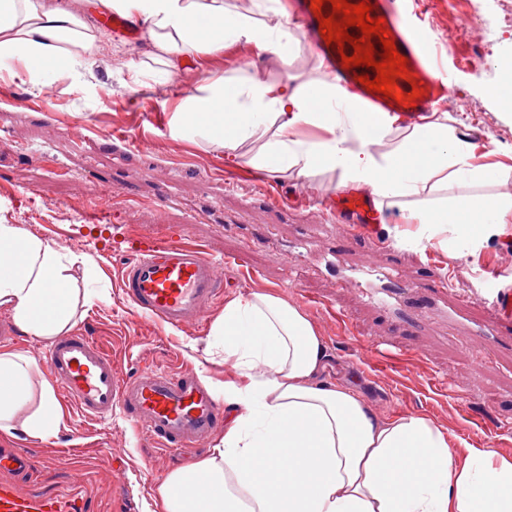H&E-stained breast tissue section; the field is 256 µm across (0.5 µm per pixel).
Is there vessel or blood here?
<instances>
[{
    "label": "vessel or blood",
    "instance_id": "vessel-or-blood-1",
    "mask_svg": "<svg viewBox=\"0 0 512 512\" xmlns=\"http://www.w3.org/2000/svg\"><path fill=\"white\" fill-rule=\"evenodd\" d=\"M367 2L373 8V17L382 19L396 51L407 60L408 76L397 79L396 85L405 94L419 89L413 104L372 94L359 81L361 68L344 67L342 59L353 55V46L326 44L319 28V16L331 14L330 0H325L317 12L311 0H292V23L324 58L339 84L360 97L366 111L389 113L401 124L417 122L447 99L452 78L435 66L432 45L404 24L399 0ZM99 24L106 35L129 41L139 40L143 31L141 22L116 14L104 15ZM379 202V197L355 190L328 196L327 208L345 233L374 238L381 218ZM123 242L130 259L122 269L121 285L126 301L138 314L177 330L200 322L206 307L221 299L224 271L232 265V257H213L205 245L174 234L161 238L130 230ZM366 275L385 283V290L369 291L370 300L382 306L390 295L409 288L408 282L390 267H371ZM484 302L497 315L512 316L511 290L489 289ZM45 366L84 419L97 422L111 417L115 410H123L132 423H143L145 432L162 449L175 455L209 439L224 423L222 402L194 373L145 366L122 375L111 355L89 335L69 332L55 338L45 355ZM31 469L26 452H0V512H87L85 498L76 493H25L17 478Z\"/></svg>",
    "mask_w": 512,
    "mask_h": 512
}]
</instances>
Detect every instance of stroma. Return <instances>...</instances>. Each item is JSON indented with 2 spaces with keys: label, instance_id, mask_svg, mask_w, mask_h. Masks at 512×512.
Segmentation results:
<instances>
[{
  "label": "stroma",
  "instance_id": "stroma-1",
  "mask_svg": "<svg viewBox=\"0 0 512 512\" xmlns=\"http://www.w3.org/2000/svg\"><path fill=\"white\" fill-rule=\"evenodd\" d=\"M434 38L442 66L453 77L443 109L450 124L478 145V153L512 150V106L489 95L498 73L491 60L512 57V25L483 33L481 39L457 35L460 15L449 0H406ZM112 52L77 78H59L52 98L21 82L0 83V129L9 138L0 146V220L92 255L98 272L87 279L90 292L108 294L105 303L85 310L75 329L99 337L119 370L134 373L150 363L161 368H194L200 377L224 380V361L208 353L210 329L223 305L208 308L202 324L180 330L161 327L136 314L123 299L119 271L126 261L115 242L130 229L159 235L177 233L203 242L210 253L237 255L244 267L224 273L225 297L268 291L305 310L327 345L326 377L358 385L382 417L425 416L457 438L455 452L466 447L495 448L512 454V324L500 322L484 303L483 278L502 272L512 289V223L500 225L467 258L439 245L409 247L418 227L403 223L399 206L382 224L385 238L403 242L398 251L328 226L319 199L333 193L338 175L319 172L303 179L280 174L270 187L308 196L307 206L277 209L264 200L247 166H230L220 149L173 141L157 128L152 110L171 120L177 100L217 73L247 68L267 81L285 73L306 82L320 77V57L300 43L289 63L257 56L253 45L237 42L216 53L183 59L171 78L159 65L141 67L145 41H111ZM141 77H134V69ZM143 140L128 149L126 137ZM46 147L64 163L49 172L27 151ZM234 186L225 189V176ZM112 187L111 224L100 230L84 223L81 210L98 191ZM308 239L304 251L293 248ZM279 259H272L271 250ZM397 267L414 292L396 296L390 308L367 303L361 288L342 282L355 276L364 261ZM448 275L446 294L435 286ZM332 301L345 316L338 323L307 297ZM494 334L476 347L477 328ZM418 354V361L379 367L374 342ZM57 434L0 438V448H20L32 458L33 472L21 477L24 492L56 495L79 492L89 512H151L156 485L181 467L123 416L88 423L64 407ZM77 451L81 475H74L65 450Z\"/></svg>",
  "mask_w": 512,
  "mask_h": 512
}]
</instances>
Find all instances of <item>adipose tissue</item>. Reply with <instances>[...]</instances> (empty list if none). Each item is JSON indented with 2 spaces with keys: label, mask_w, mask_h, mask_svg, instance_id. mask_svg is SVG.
Masks as SVG:
<instances>
[{
  "label": "adipose tissue",
  "mask_w": 512,
  "mask_h": 512,
  "mask_svg": "<svg viewBox=\"0 0 512 512\" xmlns=\"http://www.w3.org/2000/svg\"><path fill=\"white\" fill-rule=\"evenodd\" d=\"M87 0H0V62L11 79L38 89L106 50ZM97 7L147 27L148 59L165 75L183 57L246 41L258 54L287 58L283 26H258L224 0H98ZM314 126L322 137L304 139ZM383 112H364L335 78L270 83L257 75H216L182 96L170 122L175 140L224 151L227 163L270 173L338 172L337 189L364 185L376 196L425 195L404 218L419 225L414 244L431 241L458 256L512 217V198L490 185L512 174L478 163L475 146L444 112L393 139ZM261 140L252 157L241 148ZM95 274L91 255L0 222V310L24 335L50 341L69 332L82 306L75 271ZM212 347L234 371L213 382L230 416L211 454L171 472L155 491V512H512V456L472 448L456 462L448 431L428 417L376 415L352 385L324 375L327 347L316 325L287 299L238 294L212 323ZM34 358L0 352V434L57 433L63 413L48 382H35ZM39 406L23 409L32 395Z\"/></svg>",
  "instance_id": "obj_1"
}]
</instances>
